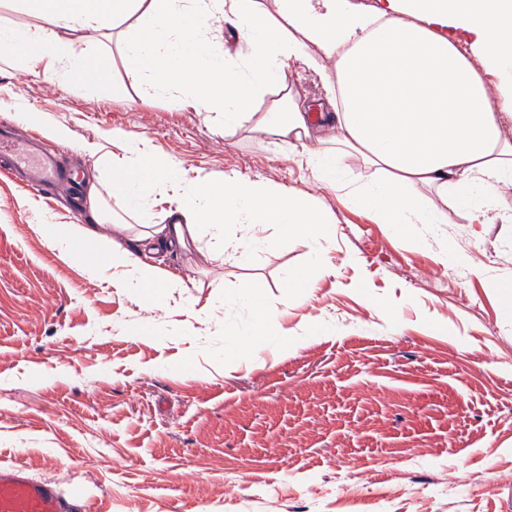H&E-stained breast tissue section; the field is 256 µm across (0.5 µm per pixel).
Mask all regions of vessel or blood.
Instances as JSON below:
<instances>
[{"label": "vessel or blood", "instance_id": "obj_1", "mask_svg": "<svg viewBox=\"0 0 512 512\" xmlns=\"http://www.w3.org/2000/svg\"><path fill=\"white\" fill-rule=\"evenodd\" d=\"M0 154L10 155L16 171L36 191H52L68 180L36 142L17 145L0 135ZM65 507L56 487L34 481L23 469L0 467V512H65Z\"/></svg>", "mask_w": 512, "mask_h": 512}]
</instances>
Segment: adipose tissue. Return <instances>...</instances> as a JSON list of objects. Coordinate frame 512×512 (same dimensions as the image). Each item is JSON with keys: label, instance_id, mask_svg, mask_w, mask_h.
I'll list each match as a JSON object with an SVG mask.
<instances>
[{"label": "adipose tissue", "instance_id": "1", "mask_svg": "<svg viewBox=\"0 0 512 512\" xmlns=\"http://www.w3.org/2000/svg\"><path fill=\"white\" fill-rule=\"evenodd\" d=\"M38 27H0V47L32 64L47 63L65 86L98 87L111 73L97 58L74 57L65 31H101L123 21L127 69L143 93H188L224 118V134L259 133L300 148L316 180L369 211L377 223L409 232L444 224L449 212L471 224L495 223L512 194V0H15ZM238 37L224 47L223 28ZM481 57L476 69L473 57ZM301 63L317 73L330 111L301 106L288 81ZM500 80L489 105L488 75ZM87 185L89 224H63L49 238L59 257L97 241L112 253L110 280L136 288L149 309L166 306L167 289L184 287L143 254L187 249L215 231L202 257L238 263L269 225L282 235L318 237L329 219L308 194L274 190L225 174L185 181L180 162L113 132ZM375 168L364 187L346 182L350 157ZM162 190L174 203L161 221L142 212ZM139 221L116 224L106 197Z\"/></svg>", "mask_w": 512, "mask_h": 512}]
</instances>
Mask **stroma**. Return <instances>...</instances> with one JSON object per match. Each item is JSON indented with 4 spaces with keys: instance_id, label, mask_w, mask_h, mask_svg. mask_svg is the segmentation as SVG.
<instances>
[{
    "instance_id": "35a3bbf8",
    "label": "stroma",
    "mask_w": 512,
    "mask_h": 512,
    "mask_svg": "<svg viewBox=\"0 0 512 512\" xmlns=\"http://www.w3.org/2000/svg\"><path fill=\"white\" fill-rule=\"evenodd\" d=\"M111 72L63 87L0 49V129L37 135L77 180L87 142L120 129L211 178L315 197L318 240L269 227L241 263L153 256L165 310L91 276L98 245L59 258L84 195L45 199L0 170V466L59 488L79 512H512V223L417 224L400 235L319 186L287 143L228 138L188 100L141 93L117 41L77 32ZM67 127L68 139L52 137ZM321 259L307 300L286 272ZM260 291L267 315L252 304ZM208 308H201V300ZM249 348L229 352L234 339Z\"/></svg>"
}]
</instances>
